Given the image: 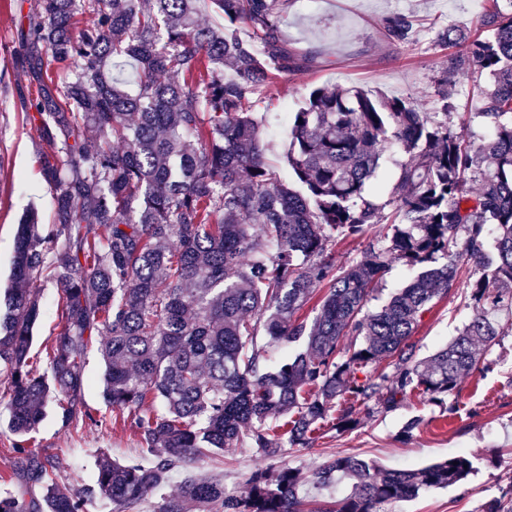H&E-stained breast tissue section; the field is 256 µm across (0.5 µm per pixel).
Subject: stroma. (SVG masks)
Returning <instances> with one entry per match:
<instances>
[{"label": "stroma", "instance_id": "obj_1", "mask_svg": "<svg viewBox=\"0 0 512 512\" xmlns=\"http://www.w3.org/2000/svg\"><path fill=\"white\" fill-rule=\"evenodd\" d=\"M35 0H0V297L11 286V267L17 227L29 211L44 224L53 218L52 195L40 172L38 132L27 122L24 105L37 97L36 85L21 74V32ZM487 0H288L281 35L289 49L308 57L307 67L274 81L275 96L267 115L269 161L287 173L286 113L295 111L312 88L322 85L358 86L391 97H411L434 109L436 82L447 78L456 104L472 97L473 69L452 68L457 47L438 45L441 28L458 26L477 34ZM404 14L416 19L412 40L390 39L387 18ZM473 266L459 265V288L436 301L413 337L419 356L431 355L456 336L471 313L464 287ZM102 363L91 351L85 364L86 384L70 423L55 409L34 436L33 449L56 463L57 481L74 487L95 482V454L105 451L127 459L137 451L135 429L117 423L101 396ZM450 399L453 413L423 397H411L395 410L379 411L376 402L361 406L355 426L344 431L322 429L311 447H287L282 464L310 473L333 456L357 453L388 469L417 468L467 452L475 456L469 477L445 489L421 492L411 501L393 504L392 512H482L490 499L512 489V334L485 352L477 368L464 377ZM422 423L410 436L401 429L412 417ZM250 446L192 467V474L215 475L230 494L244 496L250 473L263 466Z\"/></svg>", "mask_w": 512, "mask_h": 512}]
</instances>
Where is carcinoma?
Returning a JSON list of instances; mask_svg holds the SVG:
<instances>
[{
  "label": "carcinoma",
  "instance_id": "obj_1",
  "mask_svg": "<svg viewBox=\"0 0 512 512\" xmlns=\"http://www.w3.org/2000/svg\"><path fill=\"white\" fill-rule=\"evenodd\" d=\"M283 2L36 0L22 34L38 92L26 119L38 131L54 225L44 230L33 211L18 225L0 314V405L18 438L19 477L0 493V512H85L91 494L116 512H141L153 496L154 512H305L310 498L319 499L314 512H380L473 471L465 453L398 470L342 455L311 476L258 468L243 498L196 477L165 492L173 472L242 444L271 462L287 445L308 448L331 412L347 428L371 399L391 411L416 392L448 412L480 352L512 330V0H490L478 35L456 26L437 34L465 48L455 67L473 64L485 77L460 127L446 77L436 112L320 86L288 113V177L265 160L256 111L273 100L277 76L303 65L281 38ZM414 26L407 15L387 19L398 42ZM391 147L407 160L380 200ZM375 224L376 242L336 272V236ZM394 260L419 274L365 310ZM462 260L479 273L472 314L420 359L410 338L457 287ZM44 280L60 289L62 329L40 373L29 353ZM315 282L327 291L307 322L296 314ZM95 343L103 400L135 428L138 456L122 464L100 455L95 485L77 489L53 481V459L28 441L48 404L72 419ZM386 361L393 372L358 376ZM148 400L155 409H143ZM342 478L350 493L324 498Z\"/></svg>",
  "mask_w": 512,
  "mask_h": 512
}]
</instances>
